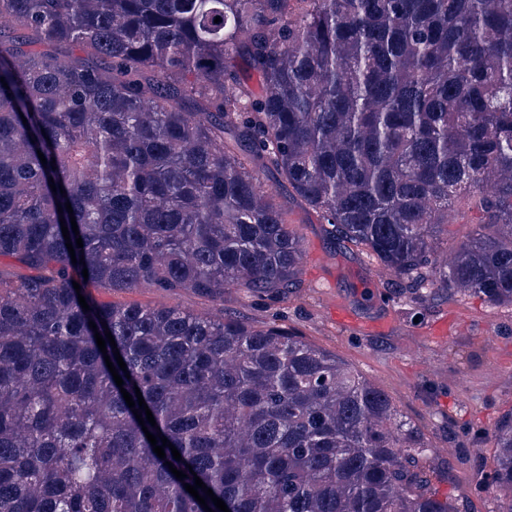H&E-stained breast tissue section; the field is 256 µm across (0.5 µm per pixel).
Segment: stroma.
I'll use <instances>...</instances> for the list:
<instances>
[{"instance_id":"1","label":"stroma","mask_w":512,"mask_h":512,"mask_svg":"<svg viewBox=\"0 0 512 512\" xmlns=\"http://www.w3.org/2000/svg\"><path fill=\"white\" fill-rule=\"evenodd\" d=\"M277 202L303 239L299 287L271 299L235 288L213 300L139 288L88 286L96 302L167 305L253 326L276 321L336 354L381 388L400 418L436 453L426 475L464 512H498L493 431L512 413V306L424 285L402 291L367 251L333 238L329 225L287 191Z\"/></svg>"}]
</instances>
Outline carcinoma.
Returning a JSON list of instances; mask_svg holds the SVG:
<instances>
[{"instance_id": "obj_1", "label": "carcinoma", "mask_w": 512, "mask_h": 512, "mask_svg": "<svg viewBox=\"0 0 512 512\" xmlns=\"http://www.w3.org/2000/svg\"><path fill=\"white\" fill-rule=\"evenodd\" d=\"M1 77L0 260L26 274L0 279V512H206L196 476L230 512H461L335 355L274 323L86 311L73 282L287 294L302 241L269 171L407 292L512 305V0H0ZM458 206L480 222L448 257ZM494 441L512 512V415Z\"/></svg>"}]
</instances>
